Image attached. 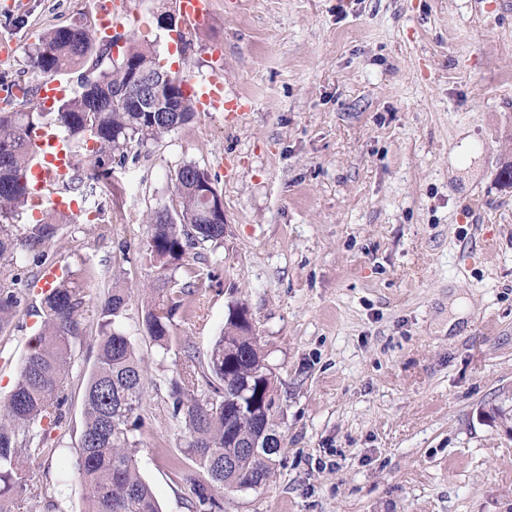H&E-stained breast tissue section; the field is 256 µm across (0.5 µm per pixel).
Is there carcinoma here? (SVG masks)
I'll return each instance as SVG.
<instances>
[{
  "mask_svg": "<svg viewBox=\"0 0 512 512\" xmlns=\"http://www.w3.org/2000/svg\"><path fill=\"white\" fill-rule=\"evenodd\" d=\"M112 43L98 36L96 26H62L47 30L29 52L32 70L40 75L78 74L79 90L45 112L30 99L21 110L0 109V263L12 266L18 257L43 264L46 245L59 229L74 223L72 216L50 209L45 217L19 230L11 223L16 210L28 202L27 169L34 160L33 139L46 126L60 130L78 157L91 159L86 179L90 184L109 182L112 163L124 161L127 146L154 142L188 124L194 117L193 101L182 90L185 80L172 74L173 85L163 93L172 111L146 112L135 102L137 91L116 97L125 80L121 63L105 69ZM125 57L147 75L159 65L143 46L128 48ZM171 181L179 197L174 213L159 209L150 214L146 250L164 269H178L189 251L224 239V214L207 210L199 189L207 186L219 197L207 172L194 163L173 170ZM78 273L65 267L50 289L42 292V322L34 344L22 358L14 386L0 403V497L16 501L38 495L31 483V468L47 451L45 424L63 418L64 382L72 349L85 335L82 316L86 305ZM20 274L0 280V333L15 326L27 293L17 287ZM195 282L178 283L170 277L152 289L142 306L143 339L167 349L172 320L182 296L194 292ZM130 294L120 288L107 291L97 323V356L88 373L83 397V428L75 448V468L84 486L85 512H159L149 485L138 469V429L148 372L120 318ZM247 307L228 309L224 331L201 359L190 344L185 359L170 381L173 418L186 431L183 458L202 472L186 476L192 486L195 512H220L215 491L256 490L266 485L280 454L277 443L278 382L270 373L260 336L246 319ZM258 403L257 411L235 409L238 403ZM236 466L224 467V458Z\"/></svg>",
  "mask_w": 512,
  "mask_h": 512,
  "instance_id": "obj_1",
  "label": "carcinoma"
}]
</instances>
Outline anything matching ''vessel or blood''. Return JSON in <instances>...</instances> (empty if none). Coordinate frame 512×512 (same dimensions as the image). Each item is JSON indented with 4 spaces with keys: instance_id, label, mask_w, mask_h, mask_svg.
Segmentation results:
<instances>
[{
    "instance_id": "b4317fda",
    "label": "vessel or blood",
    "mask_w": 512,
    "mask_h": 512,
    "mask_svg": "<svg viewBox=\"0 0 512 512\" xmlns=\"http://www.w3.org/2000/svg\"><path fill=\"white\" fill-rule=\"evenodd\" d=\"M180 26L184 32L195 31L209 18L213 0H176ZM71 88L70 83L51 76L37 80L35 93L44 107H51L63 98ZM200 111H230L231 106L224 99L223 74L214 70L207 82L196 93ZM37 160L30 171L28 191L37 202L69 210L68 185L72 178L76 159L68 141L57 133L45 130L35 140Z\"/></svg>"
}]
</instances>
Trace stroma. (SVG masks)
<instances>
[{
    "label": "stroma",
    "mask_w": 512,
    "mask_h": 512,
    "mask_svg": "<svg viewBox=\"0 0 512 512\" xmlns=\"http://www.w3.org/2000/svg\"><path fill=\"white\" fill-rule=\"evenodd\" d=\"M85 0H0V77L35 83L28 48L86 22ZM171 0H132L115 29L188 83L222 53L235 117L197 113L113 164V192L80 199L45 268L85 269V336L73 348L65 418L31 481L41 496L0 512H84L73 466L107 290L153 380L139 470L161 512H191L169 382L191 341L206 356L245 304L279 377L282 451L258 490L219 491L224 512H512V436L481 419L512 388V0H215L176 41ZM477 148L462 164L463 140ZM207 171L224 239L188 255L203 273L162 349L141 337V301L165 273L145 257L148 217L176 209L170 177ZM0 334V401L41 320ZM465 297L467 312L451 305Z\"/></svg>",
    "instance_id": "stroma-1"
}]
</instances>
